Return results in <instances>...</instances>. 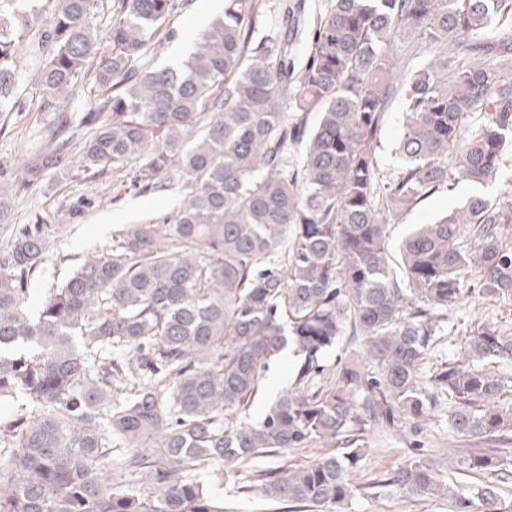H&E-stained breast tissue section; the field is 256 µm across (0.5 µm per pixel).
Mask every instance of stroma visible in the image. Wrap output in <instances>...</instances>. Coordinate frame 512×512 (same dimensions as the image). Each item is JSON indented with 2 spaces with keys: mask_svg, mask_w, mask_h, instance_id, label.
<instances>
[{
  "mask_svg": "<svg viewBox=\"0 0 512 512\" xmlns=\"http://www.w3.org/2000/svg\"><path fill=\"white\" fill-rule=\"evenodd\" d=\"M223 10V0H179V6L167 26L169 37L161 62L188 54L193 39ZM26 64L18 83L20 108L0 114V181L10 182L11 171L34 152L45 148L53 133V113L43 111L34 91L39 53L25 48ZM404 122L403 100L393 98L386 115L381 142L376 149L378 166L389 172L399 164L396 146ZM512 195V163L497 181L479 185L462 182L453 190L430 195L411 211L390 217L387 234L391 244L398 242L416 224H430L473 196L500 199ZM179 206L175 196H139L113 185L111 174L93 179L81 177L60 179L37 185L26 191L8 194L6 207L0 212V249L7 248L15 232L34 218L59 225L60 231L50 237L45 260L31 282L32 304H39L52 288L58 287L84 260L87 254L110 245L113 232L132 223L142 214L156 220L173 215ZM480 323L496 325L512 333V300H488L479 295L465 297L449 308L444 337L436 355L420 365L430 372L437 361L459 358L460 343L471 327ZM295 360L284 355L271 362L261 392L249 408V416L261 418L276 395L293 379ZM366 450L352 473L358 487L346 512H454L451 501L431 496L403 497L398 494L368 493L373 479L393 472L422 445L425 455L439 464L442 480L456 486L472 500L471 512H486L479 490L484 476L472 474L457 465L459 455L469 448V441L457 437L449 428L446 410L436 411L423 433L403 428L401 433H388L368 427ZM213 496L222 499L224 512H282L281 505L263 500L259 493H237L228 475L218 477L200 473Z\"/></svg>",
  "mask_w": 512,
  "mask_h": 512,
  "instance_id": "stroma-1",
  "label": "stroma"
}]
</instances>
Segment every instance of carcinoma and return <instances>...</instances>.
Here are the masks:
<instances>
[{
	"label": "carcinoma",
	"instance_id": "1",
	"mask_svg": "<svg viewBox=\"0 0 512 512\" xmlns=\"http://www.w3.org/2000/svg\"><path fill=\"white\" fill-rule=\"evenodd\" d=\"M99 2L55 0L39 33L56 140L27 159L20 187L110 170L136 195L182 203L160 229L124 225L35 313L29 284L55 225L25 224L0 250V404L21 401L0 419V512H224L195 470L334 512L357 491L368 423L419 430L444 398L449 426L483 444L458 466L487 477L480 496L498 507L512 413L485 408L503 382L483 365L511 361L512 336L481 324L462 360L419 364L462 296L512 297V197L474 196L415 225L396 256L386 227L429 194L503 171L512 0H324L312 18L305 0H279L272 22L257 0H224L178 68L152 63L177 0H117L102 34ZM495 23L507 29L495 36ZM28 39L0 12V112L19 109ZM88 81L106 97L83 113L92 133L73 162L68 109ZM398 94L401 163L384 174L375 148ZM347 329L368 366L326 368ZM288 351L293 381L249 420ZM311 445L325 452L307 465L251 468ZM372 488L471 507L418 448Z\"/></svg>",
	"mask_w": 512,
	"mask_h": 512
}]
</instances>
